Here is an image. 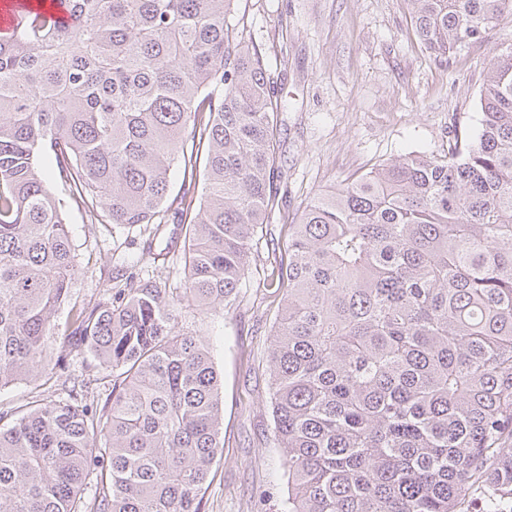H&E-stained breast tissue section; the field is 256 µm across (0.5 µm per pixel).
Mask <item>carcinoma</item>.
Returning a JSON list of instances; mask_svg holds the SVG:
<instances>
[{
  "instance_id": "obj_1",
  "label": "carcinoma",
  "mask_w": 512,
  "mask_h": 512,
  "mask_svg": "<svg viewBox=\"0 0 512 512\" xmlns=\"http://www.w3.org/2000/svg\"><path fill=\"white\" fill-rule=\"evenodd\" d=\"M238 0H52L0 34V388L91 358L0 427L7 512H205L223 454L221 377L154 278L72 307L66 209L171 222L183 298L235 301L278 207L288 99L227 18ZM448 62L512 0H407ZM480 129L317 196L289 225L269 352L283 512H512V43L479 91ZM50 162L65 191L50 184ZM202 176L172 195L171 167ZM95 477L91 498L81 501Z\"/></svg>"
}]
</instances>
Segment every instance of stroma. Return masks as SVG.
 I'll return each instance as SVG.
<instances>
[{
    "label": "stroma",
    "instance_id": "35a3bbf8",
    "mask_svg": "<svg viewBox=\"0 0 512 512\" xmlns=\"http://www.w3.org/2000/svg\"><path fill=\"white\" fill-rule=\"evenodd\" d=\"M239 29L258 48L289 108L277 137L279 207L306 203L353 175L412 151L442 156L456 127L477 133L479 90L493 49L512 40V23L489 29L449 63L419 45L406 0H240ZM79 273L71 300L82 305L124 287L123 273H153L171 291L184 284L180 257L150 270L144 246L163 248L149 229L90 223L66 213ZM283 222L258 244L259 258L231 306L206 313L182 303L178 321L211 353L223 380L224 453L205 494L207 512H281L287 495L273 442L268 351L277 308L262 282L286 241Z\"/></svg>",
    "mask_w": 512,
    "mask_h": 512
}]
</instances>
